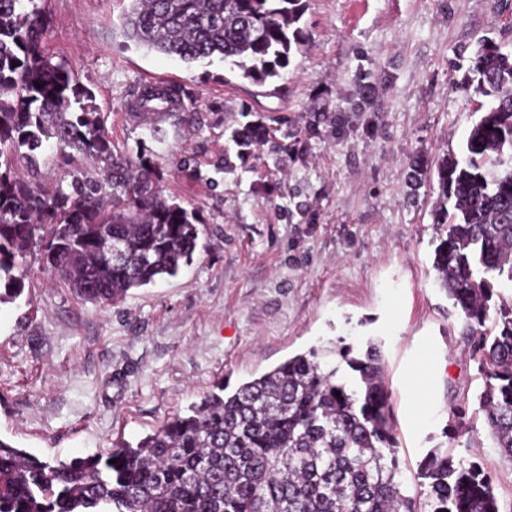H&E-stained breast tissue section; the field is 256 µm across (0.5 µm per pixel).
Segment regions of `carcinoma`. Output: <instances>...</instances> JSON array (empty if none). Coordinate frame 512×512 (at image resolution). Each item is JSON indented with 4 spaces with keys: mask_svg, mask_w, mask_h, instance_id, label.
Listing matches in <instances>:
<instances>
[{
    "mask_svg": "<svg viewBox=\"0 0 512 512\" xmlns=\"http://www.w3.org/2000/svg\"><path fill=\"white\" fill-rule=\"evenodd\" d=\"M125 2V46L186 64L228 60L254 83L280 78L308 39V0ZM46 27L42 0H0V303L20 295L33 247L84 299L118 302L190 264L201 229L194 210L165 196L152 159L113 149L92 93L43 49ZM463 85L492 102L464 157L437 164L433 270L485 378L478 413L512 463V295L492 283L512 288V51L483 39ZM159 100L176 94L148 93L139 107ZM266 137L248 125L231 141L241 157ZM49 143L92 165L66 187L14 176L17 159L35 166ZM336 355L328 368L312 349L229 394L222 386L105 458L41 460L0 439V512H415L379 347L344 344ZM418 476L429 512H500L491 475L440 448Z\"/></svg>",
    "mask_w": 512,
    "mask_h": 512,
    "instance_id": "1",
    "label": "carcinoma"
}]
</instances>
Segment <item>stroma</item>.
<instances>
[{
	"instance_id": "stroma-1",
	"label": "stroma",
	"mask_w": 512,
	"mask_h": 512,
	"mask_svg": "<svg viewBox=\"0 0 512 512\" xmlns=\"http://www.w3.org/2000/svg\"><path fill=\"white\" fill-rule=\"evenodd\" d=\"M43 45L90 88L117 151L153 150L167 196L202 233L178 277L93 304L27 257L0 304V439L43 460L108 454L191 404L289 357L379 340L404 492L426 512L428 449L489 471L512 512V464L494 448L483 379L432 268L436 163L460 153L482 96L461 89L481 37L512 51V0H309L308 42L258 86L227 63L123 48L121 0H44ZM182 88L176 109L132 113L138 82ZM269 140L239 158L231 128ZM163 131L154 141L149 124ZM427 170L411 196V163ZM82 154L46 148L30 180L53 186Z\"/></svg>"
}]
</instances>
